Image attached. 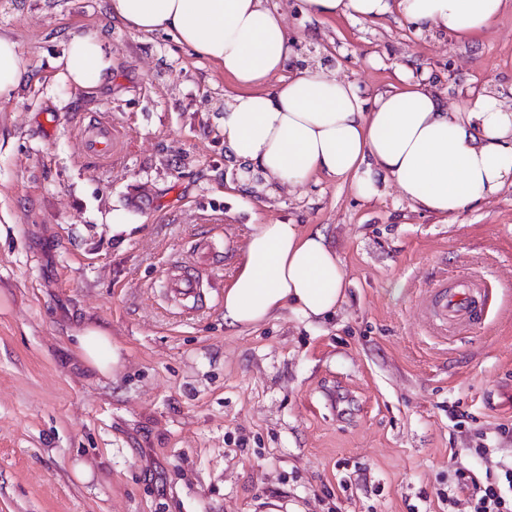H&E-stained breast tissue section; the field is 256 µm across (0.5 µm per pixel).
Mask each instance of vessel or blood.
<instances>
[{
    "instance_id": "obj_1",
    "label": "vessel or blood",
    "mask_w": 512,
    "mask_h": 512,
    "mask_svg": "<svg viewBox=\"0 0 512 512\" xmlns=\"http://www.w3.org/2000/svg\"><path fill=\"white\" fill-rule=\"evenodd\" d=\"M117 138L111 122L101 121L85 125L81 140L86 155L97 159L112 156V146ZM200 276L172 277L166 282L170 295L182 302L195 298ZM482 288L471 279H463L452 286H438L427 305V316L441 331H448L478 319L481 308Z\"/></svg>"
}]
</instances>
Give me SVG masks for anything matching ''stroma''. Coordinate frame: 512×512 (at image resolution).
I'll return each mask as SVG.
<instances>
[{
  "label": "stroma",
  "mask_w": 512,
  "mask_h": 512,
  "mask_svg": "<svg viewBox=\"0 0 512 512\" xmlns=\"http://www.w3.org/2000/svg\"><path fill=\"white\" fill-rule=\"evenodd\" d=\"M267 4L290 69L322 63L366 100L424 74L452 102L512 93V10L460 45ZM0 33L29 69L0 99V512H467L439 498L456 465L512 460V189L448 222L395 185L365 199L327 177L260 204L221 135L231 79L172 33H131L108 0H0ZM76 34L103 39V84L61 77ZM103 114L123 133L109 164L76 133ZM275 221L327 236L348 298L323 322L227 327L246 227ZM198 267L213 278L187 313L164 279ZM469 276L495 287L486 319L434 334L423 296ZM89 324L125 349L111 375L76 351Z\"/></svg>",
  "instance_id": "35a3bbf8"
}]
</instances>
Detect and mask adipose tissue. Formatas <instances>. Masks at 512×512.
Listing matches in <instances>:
<instances>
[{
  "label": "adipose tissue",
  "mask_w": 512,
  "mask_h": 512,
  "mask_svg": "<svg viewBox=\"0 0 512 512\" xmlns=\"http://www.w3.org/2000/svg\"><path fill=\"white\" fill-rule=\"evenodd\" d=\"M310 15L376 20L397 14L418 32L456 41L490 28L512 0H306ZM114 20L134 33L171 32L234 83L224 95V146L238 188L256 199L315 176L353 179L358 195L394 183L417 209L455 218L512 187V101L488 87L448 105L419 80L366 103L360 87L321 64L286 75L293 54L283 16L265 0H109ZM57 64L79 87L105 81L100 38L76 35ZM28 75L16 42L0 34V99ZM346 275L324 233L295 224H253L243 258L224 288V322L250 329L282 309L308 321L346 300ZM78 353L113 373L122 348L99 325L85 327Z\"/></svg>",
  "instance_id": "obj_1"
}]
</instances>
